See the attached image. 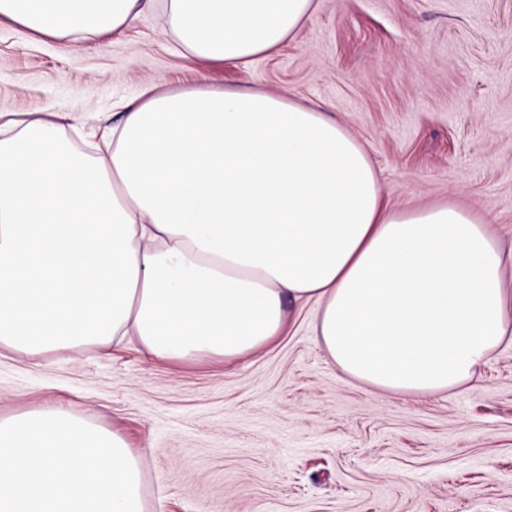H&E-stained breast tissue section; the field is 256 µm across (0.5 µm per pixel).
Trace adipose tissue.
I'll list each match as a JSON object with an SVG mask.
<instances>
[{"label": "adipose tissue", "instance_id": "obj_1", "mask_svg": "<svg viewBox=\"0 0 512 512\" xmlns=\"http://www.w3.org/2000/svg\"><path fill=\"white\" fill-rule=\"evenodd\" d=\"M319 0H0V25L83 40L162 29L245 69ZM82 110L0 123V353L136 341L226 364L311 330L341 378L397 394L473 382L512 345V248L468 207L393 208L364 144L291 91L149 83L95 155ZM0 512H148L140 458L65 406L0 416Z\"/></svg>", "mask_w": 512, "mask_h": 512}]
</instances>
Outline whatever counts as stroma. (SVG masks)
I'll list each match as a JSON object with an SVG mask.
<instances>
[{"label":"stroma","mask_w":512,"mask_h":512,"mask_svg":"<svg viewBox=\"0 0 512 512\" xmlns=\"http://www.w3.org/2000/svg\"><path fill=\"white\" fill-rule=\"evenodd\" d=\"M161 79L321 102L399 207L460 203L512 243V0H321L246 69L179 57L150 15L75 51L0 26V113H96ZM65 405L119 432L165 512H512V348L468 387L391 394L340 378L301 315L231 364L140 346L0 356V415Z\"/></svg>","instance_id":"1"}]
</instances>
